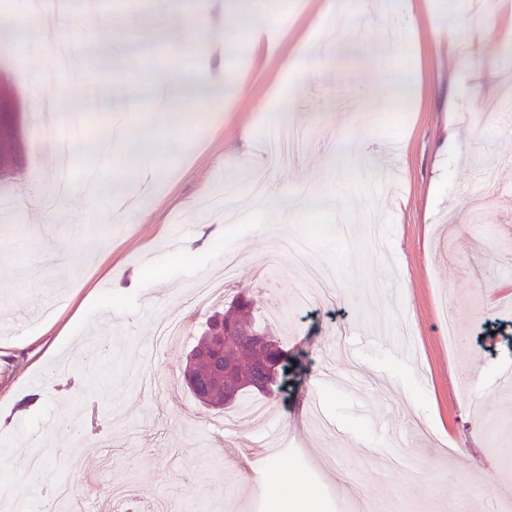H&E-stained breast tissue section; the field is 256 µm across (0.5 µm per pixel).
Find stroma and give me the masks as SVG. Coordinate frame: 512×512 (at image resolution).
<instances>
[{
    "mask_svg": "<svg viewBox=\"0 0 512 512\" xmlns=\"http://www.w3.org/2000/svg\"><path fill=\"white\" fill-rule=\"evenodd\" d=\"M414 24L395 50L400 67L386 74L378 28L358 19L320 24V0H172L175 11L210 16L207 56L132 27L114 0L107 28L66 32L84 81L70 83L36 45L24 53L0 47V73L21 99L30 77L45 73L42 93L81 97L97 90L108 112L78 121L61 117L75 158L89 142L105 145L104 128L121 122L136 138L148 106L139 84L171 72L212 74L237 62L234 76L265 103L224 97L177 101L179 123L163 137H192L181 156L156 151L162 169L134 198L136 223H99L101 198L82 194L63 204L21 212L24 224L66 250L46 261L36 241L0 237V512H64L57 488L110 512L112 490L131 487L123 512L160 502L175 512H280L270 478L281 470L316 495L320 512H354L351 490L392 501L395 512H512V336L480 345L487 320L512 322V168L498 192L484 174L512 152V112L502 109L503 77L512 47L501 43V17L512 0H411ZM271 16L284 51L299 43L352 41V50L322 62H252L253 23ZM127 42L126 57L101 59L98 45ZM460 49L445 53L443 43ZM25 167L0 185V197L43 180L38 145L48 137L24 110ZM305 130L306 151L272 167L277 204L294 211L288 239L310 255L306 271L266 263L271 221L267 203L236 197L223 238H203L223 217L198 204L244 181L272 132ZM398 144L389 153V144ZM357 162H350L351 153ZM394 168L397 185H375ZM347 193L322 201L330 180ZM192 252H182L185 242ZM235 280L196 307L195 285ZM333 274L330 300L303 303L308 280ZM256 303L259 322L293 353L285 390L267 400L265 416L215 426L221 410L187 389L188 352L208 319L239 292ZM456 317L460 340L447 347L441 307ZM188 318L175 348L159 346V319ZM401 316L414 351L383 334ZM72 429H56L60 418ZM280 431L292 449L268 455L255 443Z\"/></svg>",
    "mask_w": 512,
    "mask_h": 512,
    "instance_id": "1",
    "label": "stroma"
}]
</instances>
